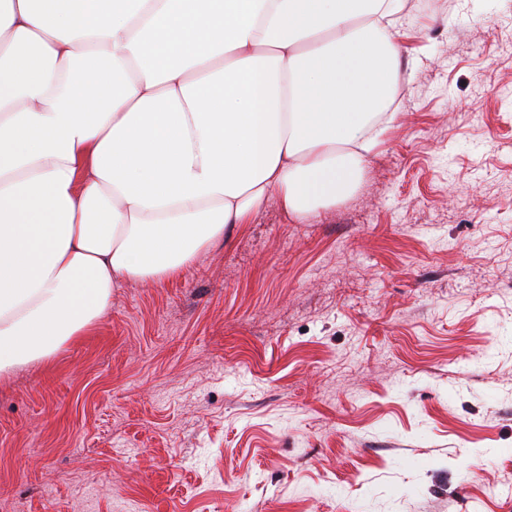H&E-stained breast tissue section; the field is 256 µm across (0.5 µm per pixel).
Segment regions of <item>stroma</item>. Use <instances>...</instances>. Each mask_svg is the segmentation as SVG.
I'll list each match as a JSON object with an SVG mask.
<instances>
[{
	"label": "stroma",
	"instance_id": "1",
	"mask_svg": "<svg viewBox=\"0 0 512 512\" xmlns=\"http://www.w3.org/2000/svg\"><path fill=\"white\" fill-rule=\"evenodd\" d=\"M402 31L353 193L0 380V512H512V0Z\"/></svg>",
	"mask_w": 512,
	"mask_h": 512
}]
</instances>
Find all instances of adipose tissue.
<instances>
[{"mask_svg": "<svg viewBox=\"0 0 512 512\" xmlns=\"http://www.w3.org/2000/svg\"><path fill=\"white\" fill-rule=\"evenodd\" d=\"M406 0H0V376L269 198L357 186Z\"/></svg>", "mask_w": 512, "mask_h": 512, "instance_id": "ef3b65f1", "label": "adipose tissue"}]
</instances>
